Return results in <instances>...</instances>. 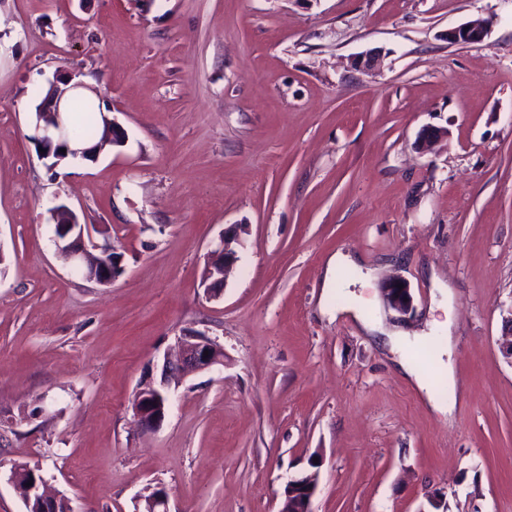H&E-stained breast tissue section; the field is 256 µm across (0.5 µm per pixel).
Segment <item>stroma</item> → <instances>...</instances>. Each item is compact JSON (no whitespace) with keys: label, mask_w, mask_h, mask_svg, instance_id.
I'll use <instances>...</instances> for the list:
<instances>
[{"label":"stroma","mask_w":512,"mask_h":512,"mask_svg":"<svg viewBox=\"0 0 512 512\" xmlns=\"http://www.w3.org/2000/svg\"><path fill=\"white\" fill-rule=\"evenodd\" d=\"M475 19L484 42L448 41ZM64 73L124 146L43 158L30 116ZM427 126L446 135L422 151ZM61 203L120 254L112 283L60 256ZM339 251L362 269L324 288ZM0 252V512H24L16 462L74 512H142L159 488L169 512H277L313 469V512H512V0H0ZM393 277L412 315L385 307ZM442 285L446 419L337 312L366 297L417 331ZM188 328L224 362L141 429L139 384ZM239 232H241V227L237 226H232L224 231V238H222L218 249L213 252L217 254L216 258L208 264V270L210 271L208 274L212 281L208 284L207 291L213 296L217 294L212 288H222L228 271L232 269L237 261L235 244L239 240Z\"/></svg>","instance_id":"obj_1"}]
</instances>
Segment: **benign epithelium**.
I'll list each match as a JSON object with an SVG mask.
<instances>
[{"mask_svg":"<svg viewBox=\"0 0 512 512\" xmlns=\"http://www.w3.org/2000/svg\"><path fill=\"white\" fill-rule=\"evenodd\" d=\"M488 29L481 23H465L448 30L447 38L450 43H481L487 36ZM70 86L72 89L84 88L83 82H72V78L58 77L50 83L49 101L55 105L61 100L67 89L60 85ZM105 142L114 146L125 143V135L113 120L104 117ZM63 215L60 221V231L64 238L70 239L67 247H62L60 239H55L58 250L71 260L72 265L83 269L87 261L94 256V252L108 253L107 247L95 244L86 245L85 238L91 236L89 227L85 224L75 223L76 212L63 204L55 210V215ZM241 228L232 226L224 231V238L217 250L216 258L208 264L211 283L207 289L220 288L225 277L237 261L235 244L239 240ZM120 265V258L112 257V262L99 260L95 267L99 268V275L94 277L99 284H109L116 278V266ZM384 302L387 308L407 315L415 311L414 298L409 284L403 279H393L383 288ZM217 365H224V348L206 333L197 330H187L178 338V352L175 356H166L157 366L159 375L148 376L140 383L137 399L134 403V416L145 429H154L164 420L172 397V385L178 383L183 377L208 370ZM9 481L19 493L26 512H59L58 505L65 499L63 495H52L47 491L44 479L38 475L31 478L32 484L19 486L15 474L9 475ZM318 489V473L302 474L287 479L283 488L278 512H312L311 502Z\"/></svg>","mask_w":512,"mask_h":512,"instance_id":"obj_1","label":"benign epithelium"}]
</instances>
